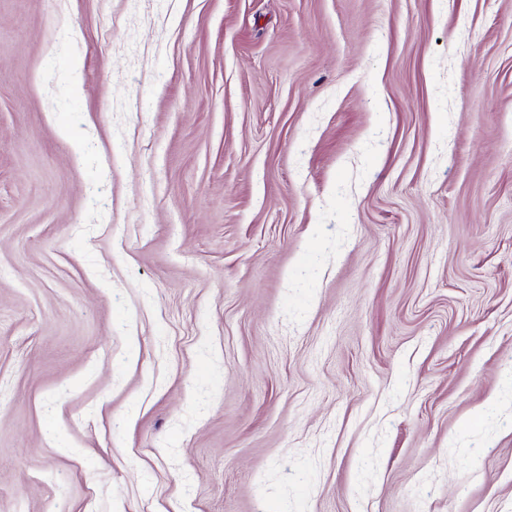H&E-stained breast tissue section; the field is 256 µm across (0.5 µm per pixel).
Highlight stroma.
<instances>
[{"mask_svg": "<svg viewBox=\"0 0 512 512\" xmlns=\"http://www.w3.org/2000/svg\"><path fill=\"white\" fill-rule=\"evenodd\" d=\"M0 512H512V0H0Z\"/></svg>", "mask_w": 512, "mask_h": 512, "instance_id": "stroma-1", "label": "stroma"}]
</instances>
